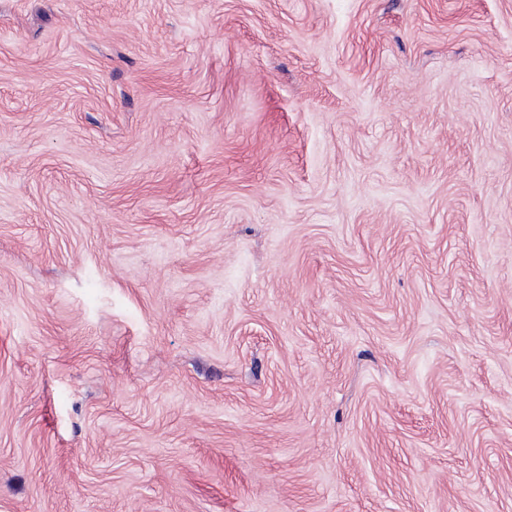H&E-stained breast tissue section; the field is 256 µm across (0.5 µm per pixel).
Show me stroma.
I'll use <instances>...</instances> for the list:
<instances>
[{
    "mask_svg": "<svg viewBox=\"0 0 512 512\" xmlns=\"http://www.w3.org/2000/svg\"><path fill=\"white\" fill-rule=\"evenodd\" d=\"M0 512H512V0H0Z\"/></svg>",
    "mask_w": 512,
    "mask_h": 512,
    "instance_id": "stroma-1",
    "label": "stroma"
}]
</instances>
